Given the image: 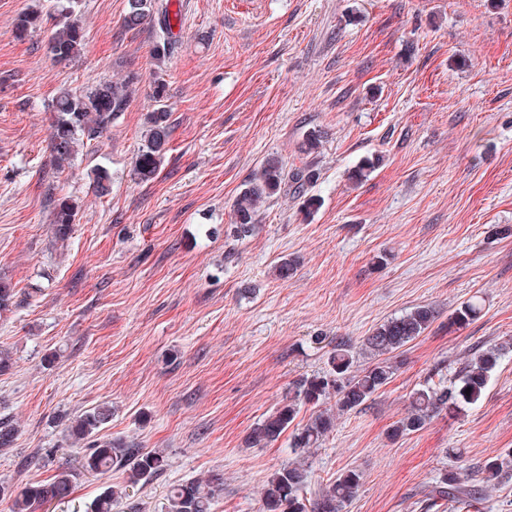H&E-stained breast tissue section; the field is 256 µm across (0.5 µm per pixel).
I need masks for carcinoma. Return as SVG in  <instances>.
<instances>
[{"label":"carcinoma","instance_id":"carcinoma-1","mask_svg":"<svg viewBox=\"0 0 512 512\" xmlns=\"http://www.w3.org/2000/svg\"><path fill=\"white\" fill-rule=\"evenodd\" d=\"M78 0H59L55 15L56 30L49 42V51L59 64H68L81 55L85 45V30L77 11ZM157 21L158 29L153 54L166 57L171 46L172 26L163 0H127L123 25L135 29L147 22ZM130 82L99 83L82 91L64 89L51 101L53 112L50 130L51 158L56 168L71 165L79 148L98 139L112 124V120L127 108ZM156 107L144 118L142 149L136 156L134 178L143 182L152 179L161 169L174 129L173 113L166 104V87H154ZM93 186L101 196L110 193L107 172L96 168L91 172ZM291 182L295 191L306 193L314 181V173L307 167L285 173L284 164L276 156L266 158L236 196L233 204L234 222L231 233L238 239L252 235L254 217L260 204L280 192L282 185ZM77 216V205L71 200L59 202L53 213L55 237L68 239ZM297 270V261L282 258L274 266L277 279L287 280ZM482 313V305L468 300L457 307L449 325L460 329ZM435 319L428 306H418L410 312L387 320L363 339V345L374 362L357 368L351 345L344 339L336 342L329 352L328 370L303 377L292 384L288 396L263 419L258 421L247 437L248 445L266 447L277 441L296 420L299 404L319 406L336 396L340 412L357 411L386 386L395 375L398 365L391 354L400 351L422 336ZM500 350L489 348L471 354L457 377L447 385L418 389L409 397L407 415L396 423L394 436H403L420 430L439 413L458 414L477 404L484 396ZM112 418V410L98 405L84 411L70 426V436L77 441H88L82 457V467L94 474L123 470L125 484L105 489L92 502L91 512H112L113 506L126 503L127 512H141L139 504L128 501L127 488L141 481L161 476L168 466L162 451H145L138 445L118 440H99L97 435ZM336 414L319 410L302 427L296 429L290 447L296 455L317 448L334 429ZM18 435L17 426L9 418L0 417V448L13 446ZM512 471V453L489 459L479 472L486 482L496 481ZM74 475L67 469L59 470L51 479L27 483L16 488H0V497L8 499L9 512H41L52 502H61L72 494ZM468 469L445 471L435 481L431 491L433 501L450 500L455 508H470L480 500L481 492L469 483ZM223 478L212 475L206 479L185 481L171 486L166 495L167 512H212L216 497L223 491ZM361 476L355 470L340 473L334 481L307 495L308 471L302 463L289 464L275 471L263 489V512H343L356 497Z\"/></svg>","mask_w":512,"mask_h":512}]
</instances>
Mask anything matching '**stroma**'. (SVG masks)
<instances>
[{
    "label": "stroma",
    "mask_w": 512,
    "mask_h": 512,
    "mask_svg": "<svg viewBox=\"0 0 512 512\" xmlns=\"http://www.w3.org/2000/svg\"><path fill=\"white\" fill-rule=\"evenodd\" d=\"M56 0H0V415L19 429L0 454V485L74 472L48 512H87L120 471L90 475L73 419L112 408L104 437L164 451L163 475L135 486L162 512L170 485L218 474L214 512H262L290 434L249 448L250 428L292 382L327 368L348 340L358 367L378 324L425 305L436 318L407 345L391 382L336 426L305 462L311 488L362 475L344 512L428 507L436 477L512 450V0H171L176 35L156 59L153 25L122 26L126 0H80L87 40L69 65L48 50ZM24 13L39 15L15 36ZM134 76L124 112L70 167L50 157L59 89ZM175 119L157 177L130 173L153 81ZM313 130L320 147L304 154ZM271 154L315 171L318 204L284 188L233 237V202ZM374 168L352 185L347 172ZM108 171L96 196L90 171ZM79 205L67 241L53 211ZM282 256L296 274L276 279ZM483 312L449 328L463 301ZM508 350L479 403L392 437L409 395L451 378L473 348Z\"/></svg>",
    "instance_id": "35a3bbf8"
}]
</instances>
